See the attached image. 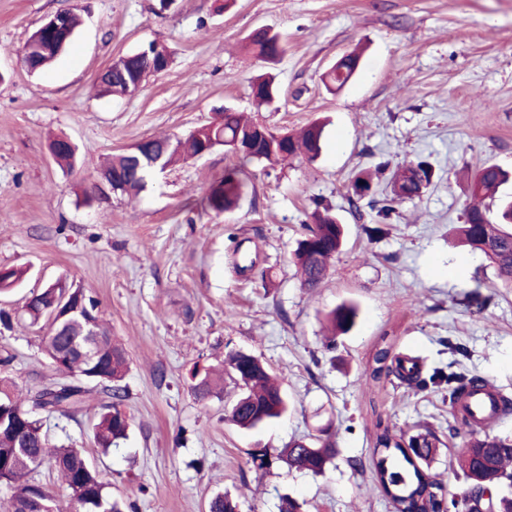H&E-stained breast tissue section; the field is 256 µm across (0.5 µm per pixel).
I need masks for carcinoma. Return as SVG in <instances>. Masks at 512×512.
Masks as SVG:
<instances>
[{"mask_svg":"<svg viewBox=\"0 0 512 512\" xmlns=\"http://www.w3.org/2000/svg\"><path fill=\"white\" fill-rule=\"evenodd\" d=\"M77 18L69 17V28L64 34L51 37V50L31 61L39 72L51 65L71 44L75 35ZM246 49L255 58L275 61L283 52L281 37L267 28H256L247 38ZM358 56L341 57L325 75L324 84L334 91L344 87L355 73ZM144 58L126 55L112 62L98 79L101 90L112 96H123L127 84L133 82L145 69ZM253 93L260 104L274 101L277 94L272 79L259 78L253 84ZM324 126L311 123L298 134H286L278 140L265 131L261 122L239 112L224 111L209 124L195 130L188 137H150L136 143L126 151L112 156L104 166L93 159L82 160V167L112 178L117 191L129 197L137 196L146 186L144 177L146 158L159 160L167 167L188 156H195L206 146L224 149L236 156L240 166L227 170L224 177L209 187L205 204L215 213L231 211L239 204L244 193L245 181L241 174L252 163H262L270 168L305 156L317 158L322 151ZM54 158L73 166L75 149L62 138L50 143ZM433 172L424 161L396 169L391 178L393 197L384 206L387 213L394 211V203L420 197L431 185ZM504 171L487 173L481 168L471 182L473 204L466 212L464 223L456 228L462 241L471 251L482 255L495 268L503 286L512 288V198L501 199L495 207L483 205V200L496 193L504 182ZM353 196L360 201L370 195L372 179L361 174L352 184ZM313 224L297 241L293 252L294 264L300 286L313 290L325 279L331 258L341 248L345 227L329 209L315 210ZM24 271L8 268L0 277V293L12 290L22 279ZM61 288H45L32 294L26 302L30 324L43 316L50 320V333L44 340V351L59 377L28 394L24 402L7 386L0 383V482L17 483L19 491L5 507V512H26L33 499L45 506V512H55L51 492L33 481L30 475L47 459L54 461L77 512H131L132 504L112 497L99 480L96 469L85 465L82 450L72 446L50 449L42 423L36 411L59 412L69 417L79 413L85 403L87 390L83 382L102 386L108 401L101 404L94 437L99 447L108 449L128 435V418L122 415L121 406L126 391L120 385L127 368L126 350L114 341L101 320L95 328L99 342L84 354L68 352L73 340L81 338L86 325L76 314H69L59 307ZM358 317V308L343 303L329 314L333 332L345 334L352 329ZM225 370L234 376L241 393L227 410L228 419L244 429H253L282 417L287 401L282 391L283 379L273 376L262 361L244 356L236 351L227 352ZM396 375L402 380L426 388L436 383L437 374L422 377L419 360L397 357L393 345L384 341L376 348L364 376L372 382ZM224 377L218 378L207 369L195 380L193 390L199 400L205 401L218 394ZM451 407H456L471 389L486 385L480 378H468L450 373L446 376ZM462 426L469 429L472 441L468 451L458 458L459 467L469 483L450 500L455 512H512V440L507 437H478L466 414L460 417ZM408 442V448L402 443ZM374 452L377 456L374 476L395 512H428L435 508V493L439 482L430 473L437 452L436 438L431 431L405 437L393 433L389 426L376 424ZM334 455L332 444L320 438L292 442L280 453L272 455L267 449L251 455L252 463L267 469L278 460L297 470L318 474ZM208 512H239L237 501L218 493L208 503Z\"/></svg>","mask_w":512,"mask_h":512,"instance_id":"cac0c4a2","label":"carcinoma"}]
</instances>
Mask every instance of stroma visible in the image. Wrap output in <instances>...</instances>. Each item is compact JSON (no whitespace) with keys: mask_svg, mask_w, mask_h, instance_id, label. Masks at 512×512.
Masks as SVG:
<instances>
[{"mask_svg":"<svg viewBox=\"0 0 512 512\" xmlns=\"http://www.w3.org/2000/svg\"><path fill=\"white\" fill-rule=\"evenodd\" d=\"M65 10L79 21L66 51L46 70L24 65L26 42L44 18ZM278 33L275 62L245 48L258 27ZM153 40L169 67L134 95L98 94L100 70ZM361 55L341 90L323 76L343 55ZM274 76L279 96L257 106L251 83ZM245 112L278 132L326 124L313 161L248 167V188L230 212L205 209L210 185L237 165L215 148L181 160L137 198L96 196L93 179L61 167L50 141L68 137L79 156L105 158L144 138L187 136L217 112ZM427 161L434 177L421 198L382 217L390 169ZM389 170L372 194L353 201L363 172ZM495 165L512 196V0H0V267L25 279L0 294V357L20 393L55 376L42 348L47 320L29 325L30 292L76 284L127 349L122 380L126 440L101 454L92 426L104 396L75 417L41 413L53 445L83 449L108 492L135 512H207L224 493L241 512H278L282 495L304 512H393L374 479L377 422L440 438L431 473L443 496L466 479L456 460L467 433L451 434L447 386L420 390L364 369L381 339L395 353L485 380L512 397V290L493 267L458 244L468 185ZM346 227L321 288H301L291 254L316 205ZM381 228L369 237L367 228ZM352 302L355 326L324 341L325 313ZM242 349L284 377V417L245 431L224 418L238 390L199 401L191 373ZM328 432L336 455L314 475L274 463L256 469L253 448L278 453Z\"/></svg>","mask_w":512,"mask_h":512,"instance_id":"stroma-1","label":"stroma"}]
</instances>
